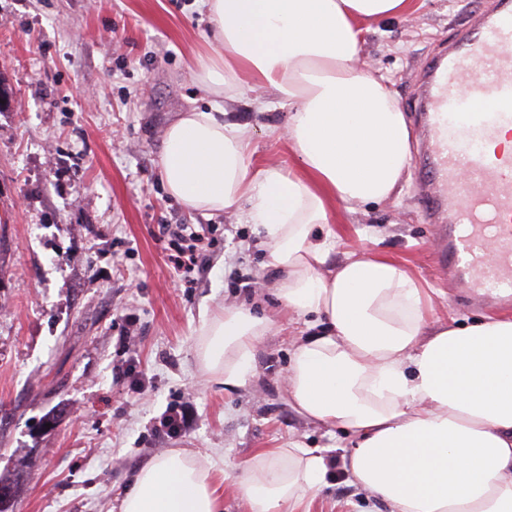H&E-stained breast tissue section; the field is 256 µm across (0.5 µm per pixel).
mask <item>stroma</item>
<instances>
[{
  "label": "stroma",
  "mask_w": 512,
  "mask_h": 512,
  "mask_svg": "<svg viewBox=\"0 0 512 512\" xmlns=\"http://www.w3.org/2000/svg\"><path fill=\"white\" fill-rule=\"evenodd\" d=\"M368 23L362 57L406 113L427 62L487 0H412ZM213 28L195 0H0V477L18 482L13 512H119L144 460L186 448L229 476L260 448L295 441L342 460L346 433L288 405L282 376L297 324L280 316L257 354L259 380L239 393L199 370L204 312L245 304L273 313V270L255 225L202 214L171 198L159 165L166 127L211 97L191 73ZM271 91L225 100L254 131V161L290 155L278 133L287 108L257 110ZM163 224L203 229L206 271L186 287L159 239ZM336 260L373 239L431 288L430 317L477 320L443 279L415 172L401 193L337 210ZM185 408L189 427L160 420Z\"/></svg>",
  "instance_id": "35a3bbf8"
}]
</instances>
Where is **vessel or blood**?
<instances>
[{
    "instance_id": "b4317fda",
    "label": "vessel or blood",
    "mask_w": 512,
    "mask_h": 512,
    "mask_svg": "<svg viewBox=\"0 0 512 512\" xmlns=\"http://www.w3.org/2000/svg\"><path fill=\"white\" fill-rule=\"evenodd\" d=\"M419 203L441 266L473 299L512 302V0L490 8L427 65Z\"/></svg>"
}]
</instances>
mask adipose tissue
I'll return each mask as SVG.
<instances>
[{"mask_svg": "<svg viewBox=\"0 0 512 512\" xmlns=\"http://www.w3.org/2000/svg\"><path fill=\"white\" fill-rule=\"evenodd\" d=\"M410 0H201L216 45L194 77L213 100L165 130L167 193L192 211L240 209L260 226L281 307L302 317L284 375L305 419L351 434L343 466L377 512H512V319L429 320L404 265L359 249L337 266L331 207L400 192L410 133L398 101L361 65L362 24ZM288 106L280 137L298 165L252 164L253 130L226 120L244 78ZM276 321L244 305L204 314L201 372L250 386ZM334 464L323 449H258L231 487L247 512H309ZM210 462L187 449L140 465L120 512H223Z\"/></svg>", "mask_w": 512, "mask_h": 512, "instance_id": "1", "label": "adipose tissue"}]
</instances>
